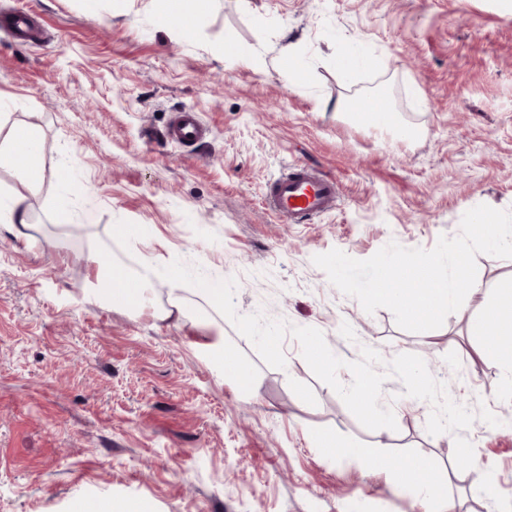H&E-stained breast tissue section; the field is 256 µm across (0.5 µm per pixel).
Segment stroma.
I'll return each mask as SVG.
<instances>
[{"mask_svg": "<svg viewBox=\"0 0 512 512\" xmlns=\"http://www.w3.org/2000/svg\"><path fill=\"white\" fill-rule=\"evenodd\" d=\"M194 29L163 23L156 0H0L41 39L0 30V129L33 125L42 180L0 168V194L28 195L32 241L0 223V512H71L75 501L145 502L150 512H416V489L391 460L432 458L456 512H512V402L502 369L482 361L469 317L484 295L435 330L367 313L315 266L337 248L364 260L390 242L433 248L481 204L512 212V0H182ZM369 64L347 74L350 46ZM386 99L407 142L355 116ZM194 108L211 135L196 149L161 137ZM294 162L334 176L335 212L281 224L263 192ZM70 217L61 219L59 205ZM143 225L147 241L112 232ZM136 272L181 259L236 278L239 313L263 311L320 330L358 360L424 359L449 397L475 412L467 472L450 470L455 435L426 430L430 403L382 385L397 430L364 428L286 337V366L266 365L212 305L183 287L189 313L161 320L168 289L139 311L88 293L91 253ZM222 332L258 386L224 380L202 346ZM487 408L500 421L479 419ZM330 433L378 447L384 462L321 448ZM490 486L477 491L479 475Z\"/></svg>", "mask_w": 512, "mask_h": 512, "instance_id": "35a3bbf8", "label": "stroma"}]
</instances>
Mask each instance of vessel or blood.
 Listing matches in <instances>:
<instances>
[{
	"label": "vessel or blood",
	"mask_w": 512,
	"mask_h": 512,
	"mask_svg": "<svg viewBox=\"0 0 512 512\" xmlns=\"http://www.w3.org/2000/svg\"><path fill=\"white\" fill-rule=\"evenodd\" d=\"M209 127L193 109L174 114L162 137L175 147H195L205 142ZM339 187L335 178L305 164L293 165L268 183L264 199L267 207L287 224H308L333 212L339 205Z\"/></svg>",
	"instance_id": "1"
}]
</instances>
